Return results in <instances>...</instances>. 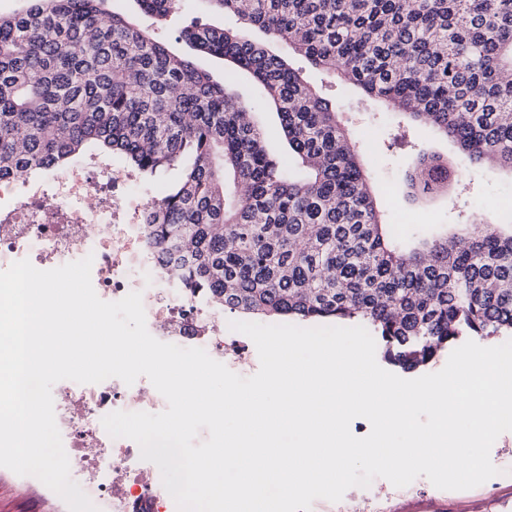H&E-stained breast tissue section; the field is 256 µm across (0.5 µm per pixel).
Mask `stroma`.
<instances>
[{
    "mask_svg": "<svg viewBox=\"0 0 512 512\" xmlns=\"http://www.w3.org/2000/svg\"><path fill=\"white\" fill-rule=\"evenodd\" d=\"M196 17L217 27L235 24L229 15L200 8L166 22L138 12L133 20L157 38L170 41L177 27ZM275 50L291 67L302 70L320 95L332 100L341 122L354 135L362 136L363 154L379 207L387 222L395 224L401 232L409 234L426 224H465L479 218L482 206L502 209L512 205L511 171L462 160L451 143L439 134H401L381 103H366L338 77L311 67L304 57L284 44H276ZM424 153L448 158L455 170L465 174V185H452L448 192L437 195L410 196L404 174ZM224 338L230 346L224 357L225 366L243 377L254 375L260 363L253 341L229 329L225 330ZM490 457L499 468V475L472 489L441 490L422 476L397 488L388 480L377 478L369 487L350 488L341 501L315 500L311 512H512V480L502 474L503 469L512 466V432L498 437ZM0 512H68V507L36 477L20 476L0 467Z\"/></svg>",
    "mask_w": 512,
    "mask_h": 512,
    "instance_id": "1",
    "label": "stroma"
}]
</instances>
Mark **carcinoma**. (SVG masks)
Masks as SVG:
<instances>
[{
    "label": "carcinoma",
    "mask_w": 512,
    "mask_h": 512,
    "mask_svg": "<svg viewBox=\"0 0 512 512\" xmlns=\"http://www.w3.org/2000/svg\"><path fill=\"white\" fill-rule=\"evenodd\" d=\"M28 2L0 16V180L86 145L147 178L169 174L143 223L182 287L230 313L360 320L407 370L461 336L512 333V217L404 238L334 104L265 44L195 21L175 37L186 56L106 0ZM135 2L159 20L180 13L181 0ZM204 2L471 161L512 170V0ZM208 56L233 73L214 79ZM236 72L263 88L302 168L268 151L252 106L226 86ZM452 177L432 155L407 181L432 191Z\"/></svg>",
    "instance_id": "carcinoma-1"
}]
</instances>
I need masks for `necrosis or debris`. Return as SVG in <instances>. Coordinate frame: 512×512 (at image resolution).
<instances>
[{
	"instance_id": "obj_1",
	"label": "necrosis or debris",
	"mask_w": 512,
	"mask_h": 512,
	"mask_svg": "<svg viewBox=\"0 0 512 512\" xmlns=\"http://www.w3.org/2000/svg\"><path fill=\"white\" fill-rule=\"evenodd\" d=\"M128 181L121 169L108 166L95 174L82 162L48 184L0 181V198L15 201L0 211V263L26 259L37 269L50 270L92 257L91 274L104 299L115 302L141 292L154 338L198 347L223 360L224 330L215 322V299L178 287L147 245L144 225L130 223V215H142L144 204L116 194L102 207L75 211L73 201L84 192ZM93 225L106 226V233L90 234ZM53 400L70 475L90 484L101 512H177L160 472L145 467L138 444L111 437L102 425L103 417L115 411H164L167 402L149 379L138 378L130 386L117 378L96 384L71 381L57 387Z\"/></svg>"
}]
</instances>
